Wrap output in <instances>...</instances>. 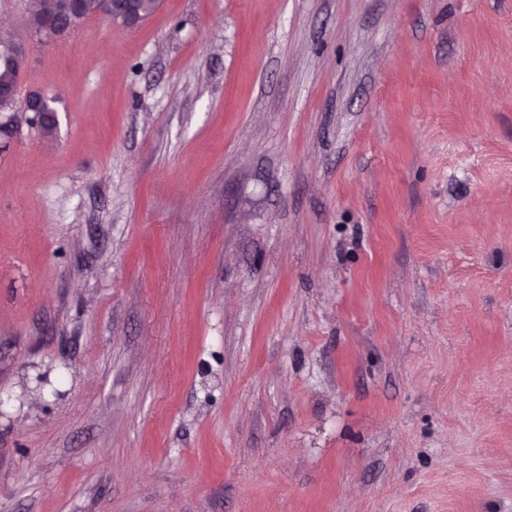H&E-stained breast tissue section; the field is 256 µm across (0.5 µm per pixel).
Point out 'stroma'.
I'll return each instance as SVG.
<instances>
[{
    "label": "stroma",
    "instance_id": "1",
    "mask_svg": "<svg viewBox=\"0 0 512 512\" xmlns=\"http://www.w3.org/2000/svg\"><path fill=\"white\" fill-rule=\"evenodd\" d=\"M32 8L0 512H512V0ZM50 0H40L37 1L36 6L38 8L47 9L50 6ZM64 0H52L51 7L47 10H34L29 18V26L30 29L38 36H40L44 30L53 28L54 24L57 20V17H54V12L57 10L58 4ZM64 22L60 24V27L54 28L53 30H48L43 33V37L45 39H52L54 37L61 36L63 34H67L71 29L77 26L79 19L78 18H70L68 16H63ZM95 14L102 16L116 24L126 28H134L142 23L141 20H136L131 17H126L122 14L119 5L124 0H96Z\"/></svg>",
    "mask_w": 512,
    "mask_h": 512
}]
</instances>
